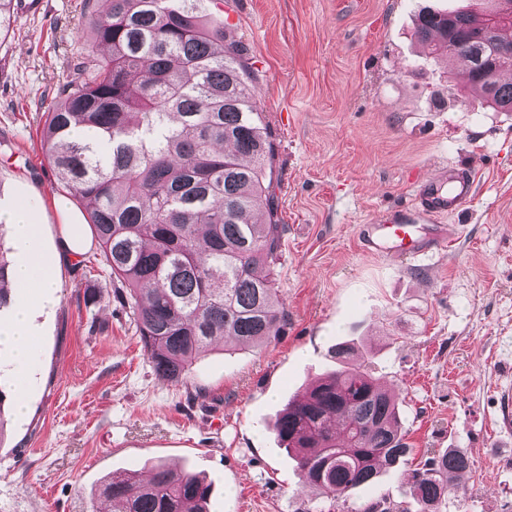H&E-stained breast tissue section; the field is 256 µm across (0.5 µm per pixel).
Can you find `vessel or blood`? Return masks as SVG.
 <instances>
[{"mask_svg": "<svg viewBox=\"0 0 512 512\" xmlns=\"http://www.w3.org/2000/svg\"><path fill=\"white\" fill-rule=\"evenodd\" d=\"M476 190L470 168L449 166L441 180L416 194L413 204L364 224V237L373 249L390 250L409 261L418 260L446 246L451 230L443 225V218L461 210L474 198Z\"/></svg>", "mask_w": 512, "mask_h": 512, "instance_id": "b4317fda", "label": "vessel or blood"}]
</instances>
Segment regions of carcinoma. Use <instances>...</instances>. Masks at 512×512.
Wrapping results in <instances>:
<instances>
[{
  "mask_svg": "<svg viewBox=\"0 0 512 512\" xmlns=\"http://www.w3.org/2000/svg\"><path fill=\"white\" fill-rule=\"evenodd\" d=\"M204 0H84L90 37L104 47L74 64L45 113L50 163L118 283L156 376L182 383L216 341L259 345L284 321L274 279L283 225L277 223L270 131L255 112L244 47L225 26L204 20ZM456 26L449 53L482 101L512 112V83L498 64L489 81L477 58L487 11H420V42L439 45ZM87 135L77 139L72 128ZM9 262L0 249V310L10 304ZM340 419V427L332 418ZM294 453L301 482L327 496L375 483L409 453L399 402L364 365H343L288 403L275 422ZM470 459L439 451L417 469V512H441L467 489L448 482ZM121 512H210L212 485L194 471L159 463L129 470L101 492Z\"/></svg>",
  "mask_w": 512,
  "mask_h": 512,
  "instance_id": "carcinoma-1",
  "label": "carcinoma"
}]
</instances>
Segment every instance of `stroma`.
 I'll use <instances>...</instances> for the list:
<instances>
[{
	"label": "stroma",
	"instance_id": "obj_1",
	"mask_svg": "<svg viewBox=\"0 0 512 512\" xmlns=\"http://www.w3.org/2000/svg\"><path fill=\"white\" fill-rule=\"evenodd\" d=\"M470 4H204L245 47L272 134L285 321L262 346L216 342L179 384L154 374L82 204L46 159L42 115L77 59L98 49L83 0H40L14 15L0 36V207L35 201L45 251L70 224L85 242L59 262L58 302L34 312L39 353L24 393L0 348V512H93L105 478L149 461L206 475L216 512H360L380 499L414 512L409 477L445 448L471 461L466 496L445 512H512V435L498 427L497 391L512 378V112L482 106L447 56L414 37L422 8ZM452 163L476 169L478 188L452 216L448 247L413 264L370 252L362 225ZM341 342L397 389L410 452L375 486L332 502L300 485L273 424L336 370Z\"/></svg>",
	"mask_w": 512,
	"mask_h": 512
}]
</instances>
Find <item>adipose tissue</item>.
I'll list each match as a JSON object with an SVG mask.
<instances>
[{
  "mask_svg": "<svg viewBox=\"0 0 512 512\" xmlns=\"http://www.w3.org/2000/svg\"><path fill=\"white\" fill-rule=\"evenodd\" d=\"M0 223L12 232L20 251L7 286L11 293L24 296L26 303L12 319L0 324V345L11 346L17 365L28 364L35 355L36 345L31 327L33 307L53 304L58 288L57 254L43 252L38 247L41 224L37 211L28 204L0 212Z\"/></svg>",
  "mask_w": 512,
  "mask_h": 512,
  "instance_id": "1",
  "label": "adipose tissue"
}]
</instances>
